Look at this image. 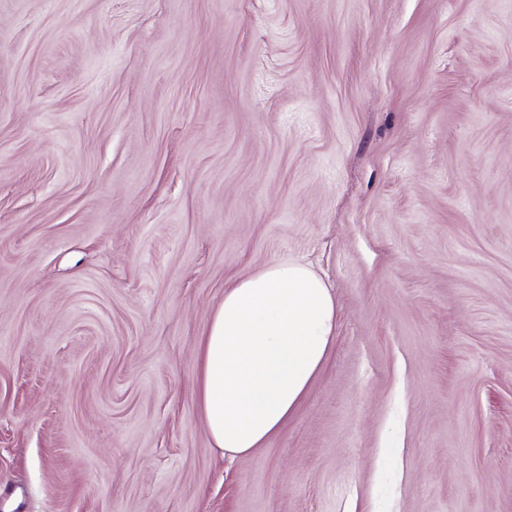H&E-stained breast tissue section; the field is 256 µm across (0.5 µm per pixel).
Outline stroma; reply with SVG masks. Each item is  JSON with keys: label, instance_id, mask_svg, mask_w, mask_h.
<instances>
[{"label": "stroma", "instance_id": "35a3bbf8", "mask_svg": "<svg viewBox=\"0 0 512 512\" xmlns=\"http://www.w3.org/2000/svg\"><path fill=\"white\" fill-rule=\"evenodd\" d=\"M277 262L336 336L231 457ZM0 512H512V0H0ZM335 330L334 297L303 264H271L225 289L197 363V402L214 446L245 456L277 434Z\"/></svg>", "mask_w": 512, "mask_h": 512}]
</instances>
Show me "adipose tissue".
Instances as JSON below:
<instances>
[{
  "label": "adipose tissue",
  "instance_id": "1",
  "mask_svg": "<svg viewBox=\"0 0 512 512\" xmlns=\"http://www.w3.org/2000/svg\"><path fill=\"white\" fill-rule=\"evenodd\" d=\"M335 330L334 297L303 264H271L225 289L197 363V402L214 446L245 456L277 434Z\"/></svg>",
  "mask_w": 512,
  "mask_h": 512
}]
</instances>
